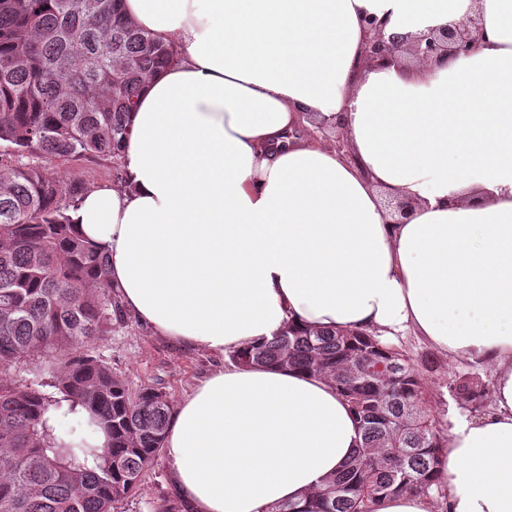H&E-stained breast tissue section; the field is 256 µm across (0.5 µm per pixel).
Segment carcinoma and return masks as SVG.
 I'll return each mask as SVG.
<instances>
[{"mask_svg": "<svg viewBox=\"0 0 512 512\" xmlns=\"http://www.w3.org/2000/svg\"><path fill=\"white\" fill-rule=\"evenodd\" d=\"M121 0H0V512H114L163 450L172 403L137 392L88 346L123 317L107 256L79 239L70 213L91 187L53 162L121 156L145 81L174 59L170 44L126 20ZM45 366L13 378L30 358ZM235 367L328 378L355 416L353 456L325 484L271 512H377L396 494L444 496L436 476L446 431L402 349L365 331L293 322L271 340L228 352ZM448 389L477 409L487 388L454 375ZM82 408L87 423L55 434L50 413ZM108 437L87 448L84 425ZM153 512H187L176 495Z\"/></svg>", "mask_w": 512, "mask_h": 512, "instance_id": "carcinoma-1", "label": "carcinoma"}]
</instances>
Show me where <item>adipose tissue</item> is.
I'll return each mask as SVG.
<instances>
[{"mask_svg": "<svg viewBox=\"0 0 512 512\" xmlns=\"http://www.w3.org/2000/svg\"><path fill=\"white\" fill-rule=\"evenodd\" d=\"M478 9L441 67L367 63L364 16L417 33ZM173 44L128 117L123 182L71 217L153 333L222 354L312 329L409 331L494 372L455 419L448 512H512V0H122ZM332 128L346 148L320 136ZM412 208L395 220L383 195ZM358 425L334 385L224 368L179 400L163 451L191 512H265L321 487Z\"/></svg>", "mask_w": 512, "mask_h": 512, "instance_id": "ef3b65f1", "label": "adipose tissue"}]
</instances>
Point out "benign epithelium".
Masks as SVG:
<instances>
[{
	"mask_svg": "<svg viewBox=\"0 0 512 512\" xmlns=\"http://www.w3.org/2000/svg\"><path fill=\"white\" fill-rule=\"evenodd\" d=\"M389 20L374 16L363 20L365 39L362 56L369 63L385 65L404 54L425 65H439L445 60L476 52L486 39L481 13L471 10L461 21L429 28L417 34L386 33Z\"/></svg>",
	"mask_w": 512,
	"mask_h": 512,
	"instance_id": "1",
	"label": "benign epithelium"
}]
</instances>
